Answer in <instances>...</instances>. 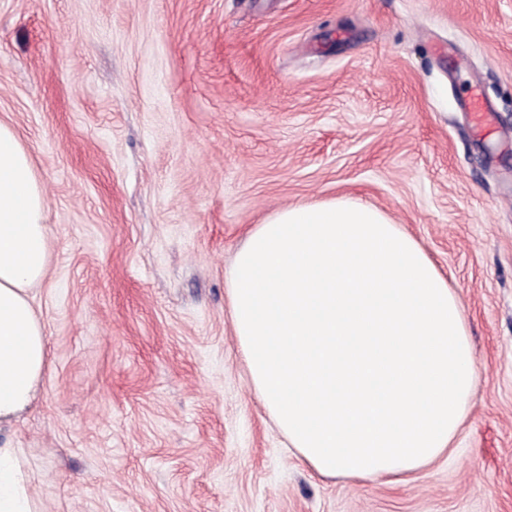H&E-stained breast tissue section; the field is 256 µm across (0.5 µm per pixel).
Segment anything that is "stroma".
<instances>
[{
	"label": "stroma",
	"instance_id": "obj_1",
	"mask_svg": "<svg viewBox=\"0 0 512 512\" xmlns=\"http://www.w3.org/2000/svg\"><path fill=\"white\" fill-rule=\"evenodd\" d=\"M0 121L46 198L49 367L0 427L42 512H512V0H0ZM336 198L423 247L473 347L402 483L289 452L234 335L248 233ZM464 108L469 112L471 123L475 130L481 133L490 132L491 112H493L488 101L477 92H471L465 102Z\"/></svg>",
	"mask_w": 512,
	"mask_h": 512
}]
</instances>
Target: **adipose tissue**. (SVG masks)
Instances as JSON below:
<instances>
[{"label": "adipose tissue", "mask_w": 512, "mask_h": 512, "mask_svg": "<svg viewBox=\"0 0 512 512\" xmlns=\"http://www.w3.org/2000/svg\"><path fill=\"white\" fill-rule=\"evenodd\" d=\"M45 206L29 155L0 122V424L32 404L47 368L45 325L31 296L49 266ZM0 512H37L18 448H0Z\"/></svg>", "instance_id": "adipose-tissue-1"}]
</instances>
